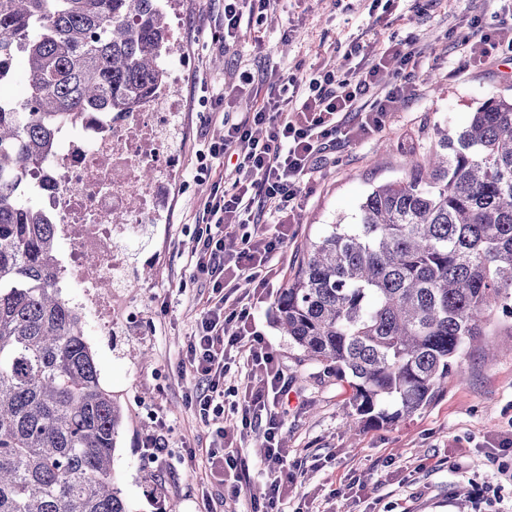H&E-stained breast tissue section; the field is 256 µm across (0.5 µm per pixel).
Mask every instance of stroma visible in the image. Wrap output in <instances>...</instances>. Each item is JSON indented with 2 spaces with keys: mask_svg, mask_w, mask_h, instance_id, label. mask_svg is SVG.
<instances>
[{
  "mask_svg": "<svg viewBox=\"0 0 512 512\" xmlns=\"http://www.w3.org/2000/svg\"><path fill=\"white\" fill-rule=\"evenodd\" d=\"M180 46L189 64L176 93L184 103L181 174L173 183L166 221L146 225L128 253L131 288L113 289L115 313L104 329L89 311L81 317L102 386L125 412L112 473L129 512H252L266 477L258 464L259 431L227 420L229 437L250 468L237 498L205 475L211 426L187 402L198 380L182 366L188 337L210 294L192 261L202 228L199 214L214 186L230 188L222 166L192 179L196 153L224 134L223 118L240 120L286 80L306 85L320 70L345 77L361 59L414 41L421 51L404 80L413 94L388 113L384 126L361 140L339 142L301 179L306 194L285 247L287 258L268 287L251 297L252 323L278 359L288 384L281 438L292 477L280 512H512V318L495 316L485 330L501 349L474 343L432 401L391 426L348 431L347 379L316 364L298 365V351L275 324L273 302L293 273L302 244L329 225L358 221L361 200L401 179L406 161L455 134L492 95L512 97V53L484 66L467 63L480 51L481 32L512 23V0H273L262 25H245L221 49L224 0H177ZM222 95L221 111L206 104ZM163 436L167 457L152 463L150 436ZM196 460H188V451Z\"/></svg>",
  "mask_w": 512,
  "mask_h": 512,
  "instance_id": "35a3bbf8",
  "label": "stroma"
}]
</instances>
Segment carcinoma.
Wrapping results in <instances>:
<instances>
[{
	"label": "carcinoma",
	"mask_w": 512,
	"mask_h": 512,
	"mask_svg": "<svg viewBox=\"0 0 512 512\" xmlns=\"http://www.w3.org/2000/svg\"><path fill=\"white\" fill-rule=\"evenodd\" d=\"M171 3L0 0V512H128L112 474L124 411L62 296L53 225L20 186L62 119L132 112L164 81ZM275 310L298 364L351 379V423L429 404L491 316L512 314V97L484 100L375 187L358 223L302 247Z\"/></svg>",
	"instance_id": "obj_1"
}]
</instances>
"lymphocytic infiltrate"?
<instances>
[{"instance_id": "1", "label": "lymphocytic infiltrate", "mask_w": 512, "mask_h": 512, "mask_svg": "<svg viewBox=\"0 0 512 512\" xmlns=\"http://www.w3.org/2000/svg\"><path fill=\"white\" fill-rule=\"evenodd\" d=\"M270 0H224V41L233 43L242 20L262 24ZM419 52L413 47L390 46L374 54L370 63L339 80L328 73L312 75L308 94L295 101L289 85L268 95L248 116L225 123L220 141L198 151L193 179L209 176L214 160L234 158L230 189L213 193L203 204L200 245L195 272L212 295L190 335L188 364L208 384L194 396L202 420L215 426L217 440H224V353L240 349L251 366L236 414L242 429L265 417V453L262 469L268 481L258 512H269L288 490V451L280 442L283 421L277 407L288 386L276 357L263 338L250 327L247 307H229L228 282L265 285L274 270V259L282 258L295 213L302 201L300 178L335 149L337 139L354 141L379 128L395 103L412 88L406 83L383 85L384 74L415 69ZM268 129L266 140L256 139L252 129ZM263 200L266 216L254 212ZM237 329L226 333L227 322ZM210 476L222 477L230 496L240 494L250 480L249 466L238 452L206 453Z\"/></svg>"}]
</instances>
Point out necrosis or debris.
Returning <instances> with one entry per match:
<instances>
[{
    "mask_svg": "<svg viewBox=\"0 0 512 512\" xmlns=\"http://www.w3.org/2000/svg\"><path fill=\"white\" fill-rule=\"evenodd\" d=\"M167 75L132 112H87L67 127L32 179L57 234L73 248L64 278L84 281L80 304L112 322V289L127 287L124 242L138 225L163 221V203L180 169L182 102L173 90L188 61L178 47Z\"/></svg>",
    "mask_w": 512,
    "mask_h": 512,
    "instance_id": "4bbe7bcc",
    "label": "necrosis or debris"
}]
</instances>
